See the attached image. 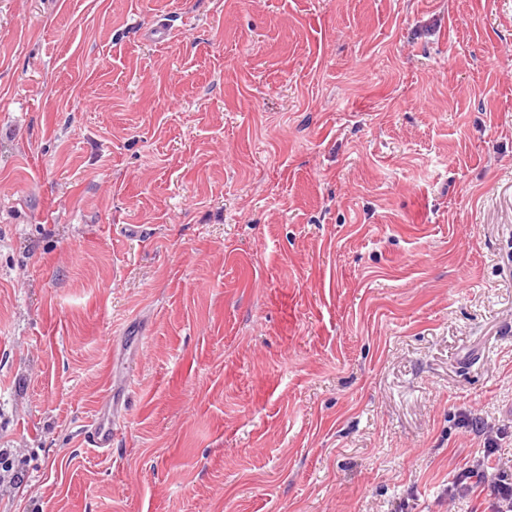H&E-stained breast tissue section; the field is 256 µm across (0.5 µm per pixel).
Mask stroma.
I'll return each instance as SVG.
<instances>
[{
	"mask_svg": "<svg viewBox=\"0 0 512 512\" xmlns=\"http://www.w3.org/2000/svg\"><path fill=\"white\" fill-rule=\"evenodd\" d=\"M465 416L512 467V0H0V512H448ZM84 427L82 434L86 447L107 458L120 430V422L109 397L100 404L95 417ZM24 469L11 458L8 448H0V484L17 485L24 481Z\"/></svg>",
	"mask_w": 512,
	"mask_h": 512,
	"instance_id": "obj_1",
	"label": "stroma"
}]
</instances>
